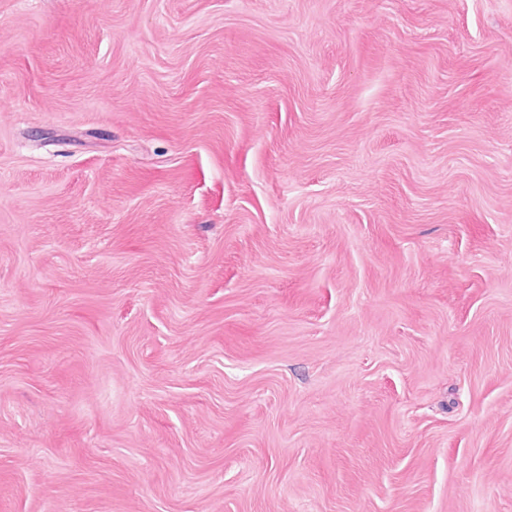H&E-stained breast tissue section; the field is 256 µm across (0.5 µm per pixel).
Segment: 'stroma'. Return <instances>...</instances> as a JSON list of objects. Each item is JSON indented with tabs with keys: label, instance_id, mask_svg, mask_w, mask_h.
Wrapping results in <instances>:
<instances>
[{
	"label": "stroma",
	"instance_id": "1",
	"mask_svg": "<svg viewBox=\"0 0 512 512\" xmlns=\"http://www.w3.org/2000/svg\"><path fill=\"white\" fill-rule=\"evenodd\" d=\"M0 512H512V0H0Z\"/></svg>",
	"mask_w": 512,
	"mask_h": 512
}]
</instances>
